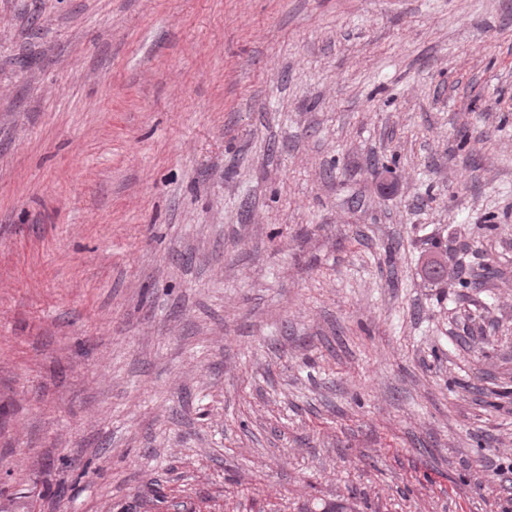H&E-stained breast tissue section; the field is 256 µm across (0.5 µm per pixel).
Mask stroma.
Returning a JSON list of instances; mask_svg holds the SVG:
<instances>
[{"label":"stroma","mask_w":512,"mask_h":512,"mask_svg":"<svg viewBox=\"0 0 512 512\" xmlns=\"http://www.w3.org/2000/svg\"><path fill=\"white\" fill-rule=\"evenodd\" d=\"M336 499L512 512V0H0V512Z\"/></svg>","instance_id":"1"}]
</instances>
